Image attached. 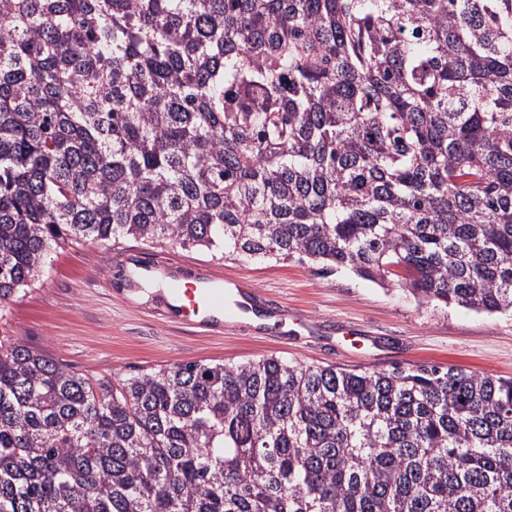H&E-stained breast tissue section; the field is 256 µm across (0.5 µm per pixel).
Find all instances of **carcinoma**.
Wrapping results in <instances>:
<instances>
[{"mask_svg":"<svg viewBox=\"0 0 512 512\" xmlns=\"http://www.w3.org/2000/svg\"><path fill=\"white\" fill-rule=\"evenodd\" d=\"M123 238L512 312V0H0V304ZM0 512H512V378L3 336Z\"/></svg>","mask_w":512,"mask_h":512,"instance_id":"carcinoma-1","label":"carcinoma"}]
</instances>
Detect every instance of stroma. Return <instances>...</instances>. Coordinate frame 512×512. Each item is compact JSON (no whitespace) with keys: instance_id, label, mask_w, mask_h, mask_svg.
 I'll return each mask as SVG.
<instances>
[{"instance_id":"stroma-1","label":"stroma","mask_w":512,"mask_h":512,"mask_svg":"<svg viewBox=\"0 0 512 512\" xmlns=\"http://www.w3.org/2000/svg\"><path fill=\"white\" fill-rule=\"evenodd\" d=\"M156 253L206 266L272 295V330H251L243 314L221 332L191 328L156 311V283L134 280ZM44 273L0 313V333L72 370L119 380L157 366L234 364L277 356L307 364L390 371L425 364L512 377V316L451 305L421 306L401 288L351 271L317 273L310 262L241 256L218 262L192 246L152 248L132 239L73 243L50 251Z\"/></svg>"}]
</instances>
